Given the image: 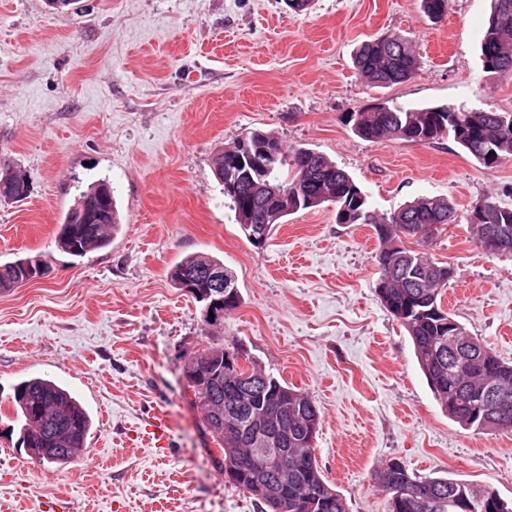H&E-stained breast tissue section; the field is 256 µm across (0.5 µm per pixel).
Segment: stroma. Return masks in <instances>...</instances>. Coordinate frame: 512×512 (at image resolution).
<instances>
[{
  "label": "stroma",
  "instance_id": "1",
  "mask_svg": "<svg viewBox=\"0 0 512 512\" xmlns=\"http://www.w3.org/2000/svg\"><path fill=\"white\" fill-rule=\"evenodd\" d=\"M490 6L450 0L433 20L421 0H311L299 13L285 0H0V160L29 184L0 204V263L36 256L46 269L0 293V391L34 376L68 387L98 449L93 464L32 459L0 402V512H261L225 481L183 374L214 345L316 401V458L349 512H390L373 474L393 458L512 500V432L465 430L441 410L377 295L374 229L337 223L325 203L254 246L213 171L224 147L261 131L329 158L379 214L420 196L462 216L488 196L511 207L512 157L486 168L453 139L372 141L352 122L381 101L512 112V78L479 59ZM385 35L409 39L419 66L374 87L353 54ZM101 181L120 229L72 256L58 226ZM414 248L452 268L445 309L512 362V256L485 253L463 223ZM197 253L223 260L241 294L214 326L170 280Z\"/></svg>",
  "mask_w": 512,
  "mask_h": 512
}]
</instances>
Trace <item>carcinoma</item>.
Wrapping results in <instances>:
<instances>
[{
  "mask_svg": "<svg viewBox=\"0 0 512 512\" xmlns=\"http://www.w3.org/2000/svg\"><path fill=\"white\" fill-rule=\"evenodd\" d=\"M424 12L438 19L448 10L449 0H422ZM484 68L512 77V0H492L491 12L481 40ZM355 65L369 83L385 87L412 78L418 60L408 39L386 36L365 42L357 52ZM473 110L454 106L404 107L379 103L354 115V128L370 140L401 139L430 143L444 137L453 139L485 167V152L492 150L503 159L512 155V112L482 111L471 122ZM240 142L224 148L214 160V174L233 180L229 162L237 155ZM281 188V195L265 198L252 195L253 188L241 185L237 193L224 190L233 203L236 220L249 241L265 236L300 210L314 207L311 198L336 205L339 224H372L380 242L377 263L380 270L377 294L389 313L403 325L411 338L414 354L441 409L448 419L467 429H478V391L493 382L509 401L504 426L512 428V364L503 361L482 339L474 358L448 369L450 314L441 306L442 291L448 287L452 270L422 252L407 247L405 240L427 242L442 227L466 221L474 238L482 240L470 216L459 219L448 200L421 196L386 215L374 213L368 196L343 169L323 155L306 148H285L281 159L266 176ZM28 193L25 179L10 165L0 163V203L22 200ZM256 201L259 211L279 217L269 224H250L248 205ZM487 213V223L507 226L512 255V208L487 197L478 203ZM120 226L111 189L97 184L83 192L66 211L56 241L74 256L104 248ZM44 268L33 257L18 258L0 265V291L7 292L29 280L32 270ZM219 269L237 288L234 274L224 262L207 254L185 257L171 272L175 287L184 288L194 278L192 296L199 302L210 291L207 272ZM186 379L203 415L205 433L218 446L224 475L235 488L254 497L265 512H348L345 500L324 480L315 456L313 440L321 423L320 410L309 396L291 388L262 370L257 363L238 372H224V348H205L185 367ZM7 402L22 422L19 444L28 454L48 464L64 465L78 457L91 428V418L78 399L55 381L32 377L14 388ZM276 428L273 452L288 457V475L268 466L263 455H253L244 464L239 458L252 447L243 434L247 427ZM266 470V480L280 486L282 500L268 501L256 479ZM379 487L390 496V512H471L477 492L468 484L447 477H419L399 459L388 461L376 471Z\"/></svg>",
  "mask_w": 512,
  "mask_h": 512,
  "instance_id": "cac0c4a2",
  "label": "carcinoma"
}]
</instances>
